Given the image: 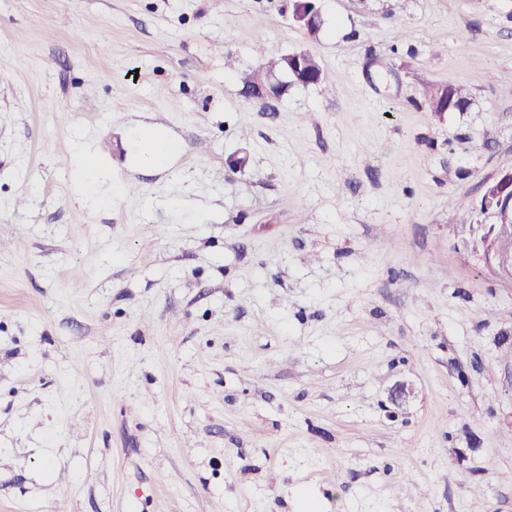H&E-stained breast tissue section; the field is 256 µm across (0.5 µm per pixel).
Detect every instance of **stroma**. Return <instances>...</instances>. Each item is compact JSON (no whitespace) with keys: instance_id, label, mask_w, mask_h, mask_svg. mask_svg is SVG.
<instances>
[{"instance_id":"35a3bbf8","label":"stroma","mask_w":512,"mask_h":512,"mask_svg":"<svg viewBox=\"0 0 512 512\" xmlns=\"http://www.w3.org/2000/svg\"><path fill=\"white\" fill-rule=\"evenodd\" d=\"M315 4L0 0V512H512V0ZM287 54L281 55L279 57H269L265 59L263 68L266 72L263 81H265V78L268 75L279 78L281 75L287 74V72L289 78L295 79L293 71L299 67V62L297 57L294 55L286 57ZM429 112H463L471 102V93L460 84L426 86L422 92ZM147 133H144L140 137L141 142V153L143 159L151 164H157V158L163 157L164 159L169 156L173 151V145L165 140V139H146ZM151 142L153 144V148L149 149L146 147V144ZM492 181L479 208L489 220L488 224H477L480 257L495 274L512 280V238L501 242V248L511 253L498 248L500 239L512 236V169L502 171Z\"/></svg>"}]
</instances>
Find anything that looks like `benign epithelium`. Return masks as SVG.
<instances>
[{"instance_id": "1", "label": "benign epithelium", "mask_w": 512, "mask_h": 512, "mask_svg": "<svg viewBox=\"0 0 512 512\" xmlns=\"http://www.w3.org/2000/svg\"><path fill=\"white\" fill-rule=\"evenodd\" d=\"M480 212L488 219V223L477 225L481 260L498 276L512 280V252L498 248L500 239L512 236V169L493 180Z\"/></svg>"}]
</instances>
